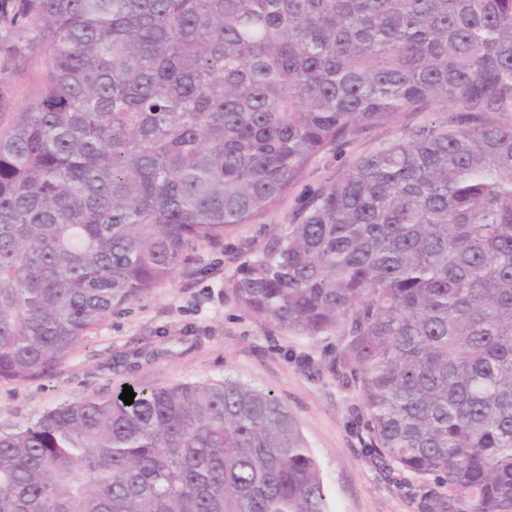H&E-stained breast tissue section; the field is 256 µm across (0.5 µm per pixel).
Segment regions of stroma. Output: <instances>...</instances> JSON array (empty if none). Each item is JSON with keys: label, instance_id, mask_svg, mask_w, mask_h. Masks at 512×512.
<instances>
[{"label": "stroma", "instance_id": "35a3bbf8", "mask_svg": "<svg viewBox=\"0 0 512 512\" xmlns=\"http://www.w3.org/2000/svg\"><path fill=\"white\" fill-rule=\"evenodd\" d=\"M423 120L418 112L399 113L358 141L322 154L269 213L226 236L223 249L200 247L172 283L103 319L53 380H0V430L24 428L48 409L123 381L169 387L230 377L272 391L288 408L319 464L328 512H416L410 486L379 470L366 454L354 391L336 375L306 365L334 339L314 343L255 322L225 298L224 279L236 266L237 248L262 244L346 164Z\"/></svg>", "mask_w": 512, "mask_h": 512}]
</instances>
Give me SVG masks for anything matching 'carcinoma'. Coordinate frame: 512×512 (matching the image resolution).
<instances>
[{
    "label": "carcinoma",
    "instance_id": "cac0c4a2",
    "mask_svg": "<svg viewBox=\"0 0 512 512\" xmlns=\"http://www.w3.org/2000/svg\"><path fill=\"white\" fill-rule=\"evenodd\" d=\"M43 59L35 100L15 79ZM0 380L275 207L328 149L453 108L224 278L316 341L417 512H512V0H0ZM123 384L0 432V512H328L277 396Z\"/></svg>",
    "mask_w": 512,
    "mask_h": 512
}]
</instances>
